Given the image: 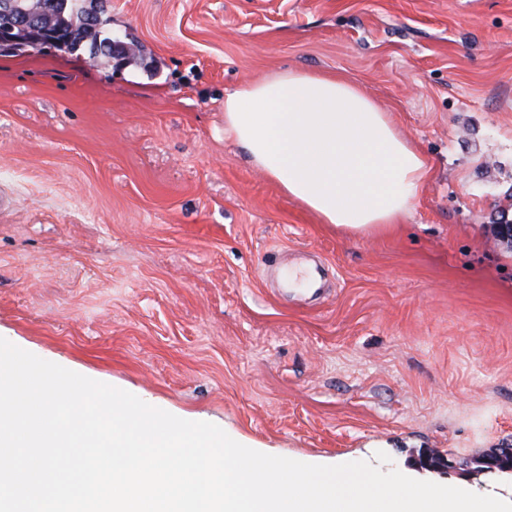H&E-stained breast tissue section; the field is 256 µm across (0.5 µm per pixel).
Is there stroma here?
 <instances>
[{"mask_svg":"<svg viewBox=\"0 0 512 512\" xmlns=\"http://www.w3.org/2000/svg\"><path fill=\"white\" fill-rule=\"evenodd\" d=\"M130 62L0 54V337L260 452L512 501V0H102ZM353 82L430 172L360 235L288 199L224 93ZM314 301L285 289L307 258Z\"/></svg>","mask_w":512,"mask_h":512,"instance_id":"1","label":"stroma"}]
</instances>
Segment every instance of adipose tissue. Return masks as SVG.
I'll return each instance as SVG.
<instances>
[{
    "instance_id": "obj_1",
    "label": "adipose tissue",
    "mask_w": 512,
    "mask_h": 512,
    "mask_svg": "<svg viewBox=\"0 0 512 512\" xmlns=\"http://www.w3.org/2000/svg\"><path fill=\"white\" fill-rule=\"evenodd\" d=\"M224 130L285 196L357 234L397 223L429 172L363 90L307 71L225 92Z\"/></svg>"
}]
</instances>
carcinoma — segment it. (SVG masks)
<instances>
[{
    "instance_id": "1",
    "label": "carcinoma",
    "mask_w": 512,
    "mask_h": 512,
    "mask_svg": "<svg viewBox=\"0 0 512 512\" xmlns=\"http://www.w3.org/2000/svg\"><path fill=\"white\" fill-rule=\"evenodd\" d=\"M53 2L55 0H43V6L49 11L51 27L59 34L60 44L56 45V49L72 52L81 40L89 37L92 39V55L112 58V44L115 40L112 35L105 33L107 20L99 14L90 17L83 7L84 0H61V5L57 7ZM489 459L496 460L502 471L512 469V456L505 455L501 449L478 458L477 467L484 468V462Z\"/></svg>"
}]
</instances>
